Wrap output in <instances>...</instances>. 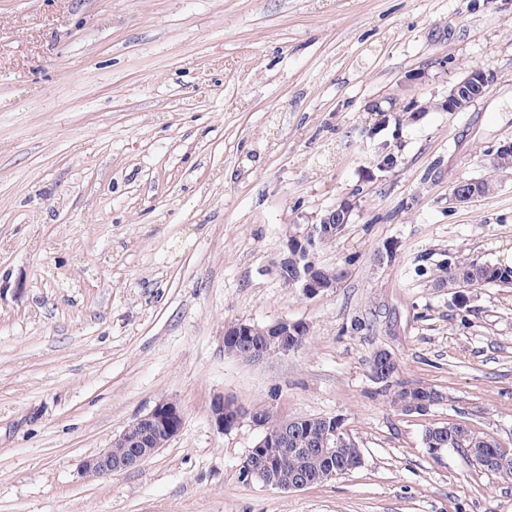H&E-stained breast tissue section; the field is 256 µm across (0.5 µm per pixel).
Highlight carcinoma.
I'll return each instance as SVG.
<instances>
[{"label": "carcinoma", "mask_w": 512, "mask_h": 512, "mask_svg": "<svg viewBox=\"0 0 512 512\" xmlns=\"http://www.w3.org/2000/svg\"><path fill=\"white\" fill-rule=\"evenodd\" d=\"M459 282L464 286H478L485 284H511L512 267L491 264L461 263L452 268H444L438 276V282ZM264 344L261 336L257 335L249 340L242 336L224 337V350L230 354L245 352L257 345ZM386 388L392 390L390 403L402 413H407L409 404L415 400H423L434 405L437 403L438 389L417 383H409L397 379L392 374L387 381ZM264 417L265 432L272 436L277 435L285 422L277 410L272 407L261 408ZM327 434L323 422L314 418L312 423L288 441L285 448H277L275 473L283 479L298 477L315 484L331 468L341 470L348 474L355 470V459L359 447L352 445L343 449L336 455L329 457L321 450V442ZM424 437L437 438L443 441V447L460 449L467 454L484 470H489L486 460L492 456L512 459V448L507 449L489 439L487 436L464 422H449L443 432L426 429Z\"/></svg>", "instance_id": "1"}]
</instances>
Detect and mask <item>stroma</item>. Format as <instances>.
I'll return each instance as SVG.
<instances>
[{"label":"stroma","instance_id":"1","mask_svg":"<svg viewBox=\"0 0 512 512\" xmlns=\"http://www.w3.org/2000/svg\"><path fill=\"white\" fill-rule=\"evenodd\" d=\"M475 65L485 96L438 109ZM506 142L512 0H0V512H512V480L423 444L462 420L512 448V285L436 282L512 253ZM345 200L335 288L285 284L289 231ZM282 318L310 327L294 353L225 352L227 324ZM380 347L443 400L390 407ZM222 394L342 418L364 463L242 482L262 431L217 430ZM165 398L175 438L84 475Z\"/></svg>","mask_w":512,"mask_h":512}]
</instances>
